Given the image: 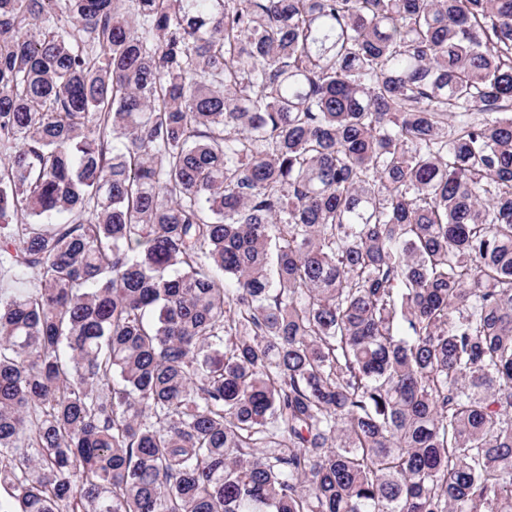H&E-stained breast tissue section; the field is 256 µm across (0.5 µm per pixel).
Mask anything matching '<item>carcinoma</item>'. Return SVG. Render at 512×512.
I'll return each instance as SVG.
<instances>
[{"instance_id":"1","label":"carcinoma","mask_w":512,"mask_h":512,"mask_svg":"<svg viewBox=\"0 0 512 512\" xmlns=\"http://www.w3.org/2000/svg\"><path fill=\"white\" fill-rule=\"evenodd\" d=\"M0 512H512V0H0Z\"/></svg>"}]
</instances>
